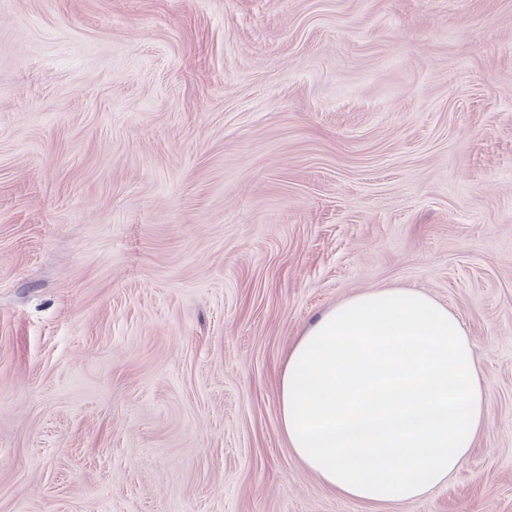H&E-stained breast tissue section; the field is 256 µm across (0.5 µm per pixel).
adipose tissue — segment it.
<instances>
[{
    "instance_id": "obj_1",
    "label": "adipose tissue",
    "mask_w": 512,
    "mask_h": 512,
    "mask_svg": "<svg viewBox=\"0 0 512 512\" xmlns=\"http://www.w3.org/2000/svg\"><path fill=\"white\" fill-rule=\"evenodd\" d=\"M485 377L460 318L413 288L352 296L305 331L280 423L342 498L408 503L456 472L488 427Z\"/></svg>"
}]
</instances>
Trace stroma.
I'll return each mask as SVG.
<instances>
[{
	"label": "stroma",
	"instance_id": "1",
	"mask_svg": "<svg viewBox=\"0 0 512 512\" xmlns=\"http://www.w3.org/2000/svg\"><path fill=\"white\" fill-rule=\"evenodd\" d=\"M384 288L487 395L403 504L280 425L300 336ZM0 512H512V0H0Z\"/></svg>",
	"mask_w": 512,
	"mask_h": 512
}]
</instances>
